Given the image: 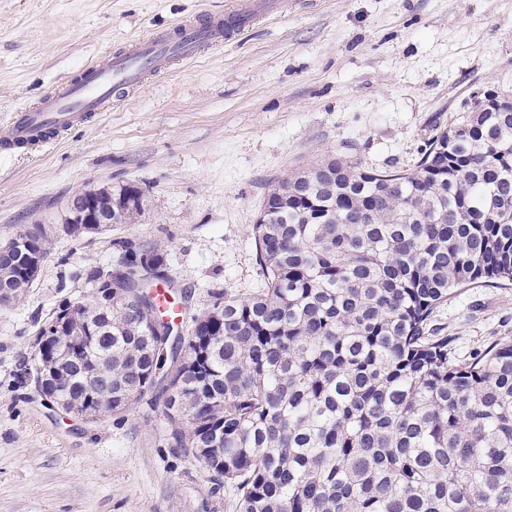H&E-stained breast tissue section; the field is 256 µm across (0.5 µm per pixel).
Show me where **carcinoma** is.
<instances>
[{
  "label": "carcinoma",
  "instance_id": "obj_1",
  "mask_svg": "<svg viewBox=\"0 0 512 512\" xmlns=\"http://www.w3.org/2000/svg\"><path fill=\"white\" fill-rule=\"evenodd\" d=\"M0 244V304L25 291L45 230ZM263 284L217 293L162 370L138 297L91 292L82 369L68 386L112 385V412L163 398L173 447L228 488L237 512H512V340L461 357L436 309L477 283H512V112L491 107L440 130L412 170L325 157L270 188L253 225ZM117 262L167 266L150 243L113 242ZM162 373H157V370Z\"/></svg>",
  "mask_w": 512,
  "mask_h": 512
}]
</instances>
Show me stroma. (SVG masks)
Wrapping results in <instances>:
<instances>
[{
    "mask_svg": "<svg viewBox=\"0 0 512 512\" xmlns=\"http://www.w3.org/2000/svg\"><path fill=\"white\" fill-rule=\"evenodd\" d=\"M251 0H0V124L128 41ZM478 92L512 95V0H277L231 41L174 62L57 146L0 160V243L50 240L22 299L0 306V512H236L203 465L172 448L160 408L87 422L52 407L32 369L62 302L117 239L157 243L184 289L183 326L215 293L261 284L251 228L271 185L325 156L412 168ZM138 186L134 223L64 235L69 199ZM436 322L466 355L512 339V285L459 290Z\"/></svg>",
    "mask_w": 512,
    "mask_h": 512,
    "instance_id": "35a3bbf8",
    "label": "stroma"
}]
</instances>
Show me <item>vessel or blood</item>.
Masks as SVG:
<instances>
[{"instance_id": "1", "label": "vessel or blood", "mask_w": 512, "mask_h": 512, "mask_svg": "<svg viewBox=\"0 0 512 512\" xmlns=\"http://www.w3.org/2000/svg\"><path fill=\"white\" fill-rule=\"evenodd\" d=\"M223 18L177 24L172 33H151L125 48L91 61L78 77L53 84L37 104L17 109L0 126V159L37 152L101 113L111 111L121 93L137 89L146 76L167 72L173 60L189 61L201 47L229 38Z\"/></svg>"}]
</instances>
